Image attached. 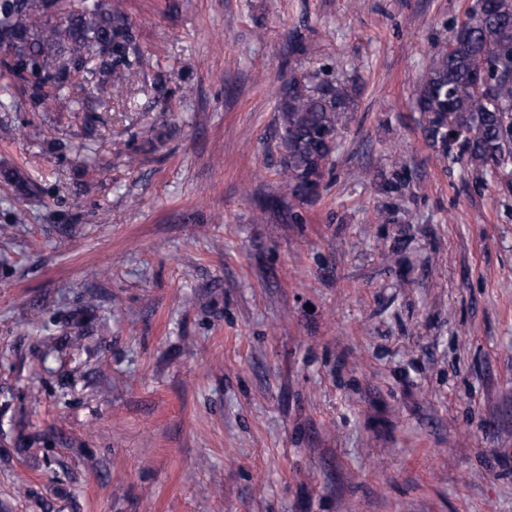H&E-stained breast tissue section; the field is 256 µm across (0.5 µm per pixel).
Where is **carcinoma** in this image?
Here are the masks:
<instances>
[{
    "mask_svg": "<svg viewBox=\"0 0 512 512\" xmlns=\"http://www.w3.org/2000/svg\"><path fill=\"white\" fill-rule=\"evenodd\" d=\"M159 66L124 0H0V78L18 85L25 112L50 110L60 100L91 112L92 88L126 99L134 78ZM357 85L334 70L294 74L276 101L281 184L294 204L288 221H304L296 204L318 195L333 166L345 113ZM426 142L481 181L512 160V0H474L431 55L416 90ZM167 131L152 129L140 154L158 149ZM406 164L381 184L378 215L391 220L394 201L409 187Z\"/></svg>",
    "mask_w": 512,
    "mask_h": 512,
    "instance_id": "1",
    "label": "carcinoma"
}]
</instances>
